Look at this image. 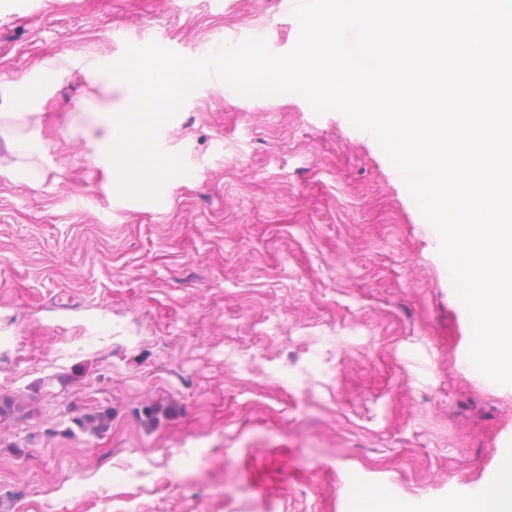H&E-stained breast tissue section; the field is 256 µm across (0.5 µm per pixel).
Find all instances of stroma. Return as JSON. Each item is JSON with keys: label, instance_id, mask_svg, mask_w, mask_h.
Listing matches in <instances>:
<instances>
[{"label": "stroma", "instance_id": "obj_1", "mask_svg": "<svg viewBox=\"0 0 512 512\" xmlns=\"http://www.w3.org/2000/svg\"><path fill=\"white\" fill-rule=\"evenodd\" d=\"M146 32L290 51L286 0H0V76L41 85L0 171V512H440L497 470L512 386L468 369L467 308L377 140L297 93L189 92L160 130L183 173L122 195L73 76ZM54 59L69 73L45 80ZM170 408L145 426L146 405ZM91 409L105 433L78 432ZM363 506L362 511L370 512H399L401 508L389 500L381 490H364L358 494Z\"/></svg>", "mask_w": 512, "mask_h": 512}]
</instances>
